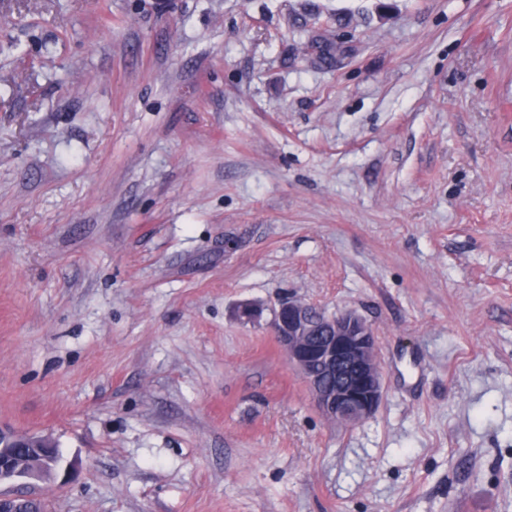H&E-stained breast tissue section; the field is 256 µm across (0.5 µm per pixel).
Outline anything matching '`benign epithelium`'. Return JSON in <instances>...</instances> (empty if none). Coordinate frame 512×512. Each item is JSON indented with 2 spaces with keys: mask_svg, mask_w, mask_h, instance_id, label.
I'll return each instance as SVG.
<instances>
[{
  "mask_svg": "<svg viewBox=\"0 0 512 512\" xmlns=\"http://www.w3.org/2000/svg\"><path fill=\"white\" fill-rule=\"evenodd\" d=\"M310 304L286 297L274 312L276 338L289 365L305 379L321 413L333 422L354 425L379 408L383 399L382 366L370 325L353 312L318 321L329 335L317 336L309 322ZM33 433L0 425V446L36 447ZM61 460L42 452L29 469L0 454V504L19 497L29 480H54Z\"/></svg>",
  "mask_w": 512,
  "mask_h": 512,
  "instance_id": "obj_1",
  "label": "benign epithelium"
}]
</instances>
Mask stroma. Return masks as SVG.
Segmentation results:
<instances>
[{
	"label": "stroma",
	"instance_id": "stroma-1",
	"mask_svg": "<svg viewBox=\"0 0 512 512\" xmlns=\"http://www.w3.org/2000/svg\"><path fill=\"white\" fill-rule=\"evenodd\" d=\"M379 2L0 0V423L53 512H512V0ZM285 296L371 326V417ZM311 47L319 64L336 65L338 67L343 60L352 55L349 53L350 49L346 48L344 43L322 38L314 39ZM308 303L286 297L274 312L276 338L289 365L305 379L321 413L333 422L354 425L373 415L383 399L382 366L370 325L353 312L319 320L330 336H314ZM336 378L326 383L323 375ZM36 436L33 433H24L16 431L10 427L0 425V446L2 448L8 447H31V448H16V453L20 457H31L33 455V448H38L34 443ZM2 448H0V506L2 503L9 502L17 497H20L18 487L23 486L29 482L30 479L38 477H47L49 482L54 480L59 469L61 459H55L52 455L40 452L39 457L34 461L29 469L16 467L10 459L2 455ZM53 483V482H51ZM49 483L48 486L53 488ZM8 485L7 489H2V485Z\"/></svg>",
	"mask_w": 512,
	"mask_h": 512
}]
</instances>
